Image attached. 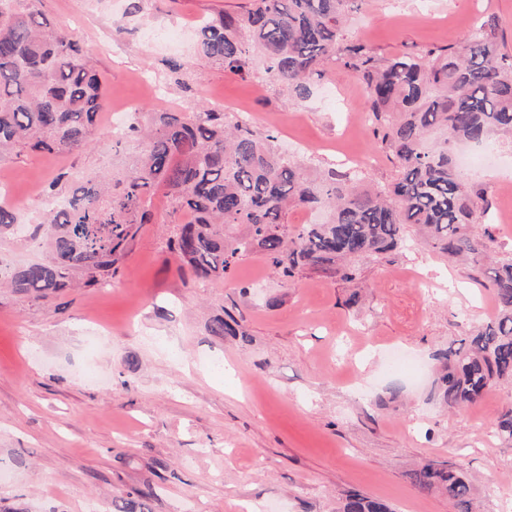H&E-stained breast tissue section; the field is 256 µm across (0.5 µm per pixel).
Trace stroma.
<instances>
[{
  "instance_id": "obj_1",
  "label": "stroma",
  "mask_w": 512,
  "mask_h": 512,
  "mask_svg": "<svg viewBox=\"0 0 512 512\" xmlns=\"http://www.w3.org/2000/svg\"><path fill=\"white\" fill-rule=\"evenodd\" d=\"M248 0H41V11L80 38L105 79L106 105L93 145L80 153L23 151L0 163L4 202L35 223L44 188L108 173L131 156L108 132L126 103L154 112L147 74L174 110L236 106L255 113L262 135L287 133L280 147L307 165L339 166V154L369 155L364 177L388 185L395 168L370 130L352 135L345 113L364 109L353 69L329 64L312 95L292 97L265 73L240 78L196 52L197 21L239 11ZM499 19L512 53V0H368L346 22L350 40L387 59L430 45H462L485 15ZM182 31L179 41L149 30ZM184 66L180 79L168 59ZM491 210L512 208V143L466 174ZM106 285L66 288L45 298L0 288V512H111L132 489L152 486L146 512H338L358 492L393 512H457L439 493L422 494L408 474L428 458L447 461L472 484L479 512H503L512 498V443L491 430L512 406V383L474 404L448 409L435 390L434 350L493 317L495 303L473 267L409 244L359 261L360 274L303 272L288 283L260 254L230 276L201 282L178 271L163 194ZM40 238L0 241V273L47 261ZM436 282L424 295L410 269ZM355 305H348L351 294ZM230 314L237 336H215ZM405 358L386 366L389 349Z\"/></svg>"
}]
</instances>
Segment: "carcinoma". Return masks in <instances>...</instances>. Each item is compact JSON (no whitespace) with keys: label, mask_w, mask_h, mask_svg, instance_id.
<instances>
[{"label":"carcinoma","mask_w":512,"mask_h":512,"mask_svg":"<svg viewBox=\"0 0 512 512\" xmlns=\"http://www.w3.org/2000/svg\"><path fill=\"white\" fill-rule=\"evenodd\" d=\"M35 2L0 0V161L16 150L87 149L105 107L102 76ZM363 5L250 0L242 11L204 22L197 53L242 78L261 68L301 99L329 62L361 72L372 134L397 168L388 187L371 189L335 168L310 173L277 149L275 137L241 125L233 112H147L146 121L131 125L144 147L121 174L87 177L51 195L66 204L47 211L36 227L49 260L15 270L9 287L46 297L75 279L85 287L107 283L141 226L153 222L150 198L160 187L172 213L185 216L168 248L201 281L225 277L258 252L288 281L316 270L352 282L356 261L401 247L413 226L422 244L481 268L496 304L495 315L458 346L434 352L438 396L461 407L512 380V254L496 256L490 231L472 233L489 202L485 191L463 182L454 152L458 144L512 142V55L503 50L497 19L487 16L460 50L436 46L380 63L367 44L346 37L347 16ZM295 210L320 220L292 229ZM20 220L0 205V237ZM210 332L237 336L238 323L217 315ZM496 434L512 442V407L499 417ZM410 479L420 492L441 493L459 512H474L471 484L446 462L428 459ZM134 494L148 499L153 489ZM136 499L114 503L113 512H136ZM339 512L391 509L353 492Z\"/></svg>","instance_id":"1"}]
</instances>
